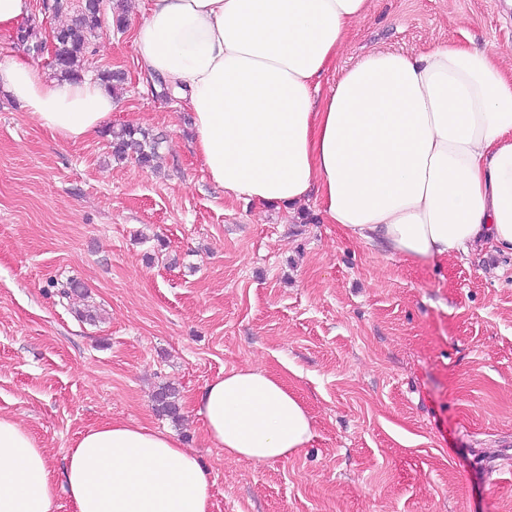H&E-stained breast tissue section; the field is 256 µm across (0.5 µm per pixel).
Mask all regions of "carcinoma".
<instances>
[{"mask_svg": "<svg viewBox=\"0 0 512 512\" xmlns=\"http://www.w3.org/2000/svg\"><path fill=\"white\" fill-rule=\"evenodd\" d=\"M99 0H43L44 11L63 15L68 22L55 29L52 68L55 73L68 79H78L92 55V38L101 30L102 24L97 6ZM96 78L104 87L117 93L122 89L124 76L119 71L103 69ZM105 135L110 137L112 156L119 160L133 159L142 168H153L157 157L159 139L148 131L131 126L108 127ZM177 390L168 385L157 393L158 410L174 417L177 415Z\"/></svg>", "mask_w": 512, "mask_h": 512, "instance_id": "cac0c4a2", "label": "carcinoma"}]
</instances>
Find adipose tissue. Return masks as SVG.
Returning <instances> with one entry per match:
<instances>
[{"instance_id":"adipose-tissue-1","label":"adipose tissue","mask_w":512,"mask_h":512,"mask_svg":"<svg viewBox=\"0 0 512 512\" xmlns=\"http://www.w3.org/2000/svg\"><path fill=\"white\" fill-rule=\"evenodd\" d=\"M373 0H149L133 31L146 79L185 97L195 147L225 193L260 204L316 197L328 224L422 262L492 246L512 254V68L474 42L376 51L322 88ZM0 92L55 137L103 130L115 97L90 79L0 64ZM226 458L264 463L313 436L304 405L260 368L193 400ZM211 480L170 433L88 427L62 475L22 424L0 416V512H211Z\"/></svg>"}]
</instances>
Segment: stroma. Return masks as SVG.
Here are the masks:
<instances>
[{
    "label": "stroma",
    "instance_id": "obj_1",
    "mask_svg": "<svg viewBox=\"0 0 512 512\" xmlns=\"http://www.w3.org/2000/svg\"><path fill=\"white\" fill-rule=\"evenodd\" d=\"M116 0L89 72H123L109 126L159 139L155 170L109 140L66 143L0 94V414L55 469L105 419L171 431L213 481L212 512H512V256L490 247L401 260L295 208L225 195L203 170L185 102L145 86ZM467 39L512 49L506 0H373L337 61ZM74 278L84 296H57ZM96 310L89 322L79 316ZM257 367L308 410L285 459L225 458L192 400ZM179 415L156 409L165 384Z\"/></svg>",
    "mask_w": 512,
    "mask_h": 512
}]
</instances>
